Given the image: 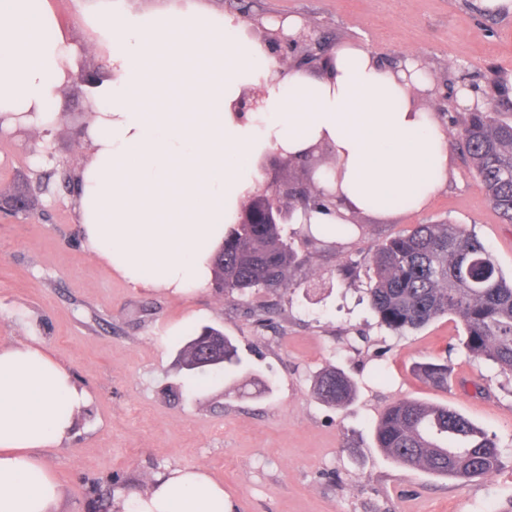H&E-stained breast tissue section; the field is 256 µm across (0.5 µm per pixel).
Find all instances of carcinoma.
Returning a JSON list of instances; mask_svg holds the SVG:
<instances>
[{
  "mask_svg": "<svg viewBox=\"0 0 512 512\" xmlns=\"http://www.w3.org/2000/svg\"><path fill=\"white\" fill-rule=\"evenodd\" d=\"M461 150L501 222L512 224V118L500 112H466ZM296 254L280 224H239L212 260V286L226 294L290 286ZM367 295L381 325L404 335L454 315L462 323L466 355L512 376V279L492 251L457 224H419L379 244L371 257ZM242 366L237 346L224 336V370ZM416 372L448 388L449 361L423 363ZM356 383L328 366L314 379L316 397L343 407ZM375 439L396 463L458 480L485 477L499 467L494 438L457 410L400 400L380 414Z\"/></svg>",
  "mask_w": 512,
  "mask_h": 512,
  "instance_id": "carcinoma-1",
  "label": "carcinoma"
}]
</instances>
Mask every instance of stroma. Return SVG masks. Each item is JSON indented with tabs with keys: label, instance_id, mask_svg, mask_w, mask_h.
Returning <instances> with one entry per match:
<instances>
[{
	"label": "stroma",
	"instance_id": "stroma-1",
	"mask_svg": "<svg viewBox=\"0 0 512 512\" xmlns=\"http://www.w3.org/2000/svg\"><path fill=\"white\" fill-rule=\"evenodd\" d=\"M81 0H49L75 48L73 67L106 68L79 17ZM228 14L250 6L267 17L297 16L331 45L365 44L388 65L414 54L432 91L447 95L442 120L456 136L473 103L497 112L494 78L512 86V11L481 0H184ZM50 137L30 128L0 134V189L27 188L50 174L27 214L0 208V344L36 334L86 387L79 431L41 450L63 490V512H107L110 498L145 493L174 467H200L224 488L231 512H507L512 506V378L460 348L463 327L441 317L397 335L365 302L367 260L382 241L419 224L451 222L474 233L512 274V224L502 223L460 150L447 187L422 212L361 216L351 233L326 241L286 225L298 264L289 287L225 295L206 287L184 296L127 284L84 247L59 174L84 160L80 89H59ZM269 309V320L255 316ZM220 326L243 371L190 383L175 366L194 329ZM450 358L447 390L415 364ZM357 384L346 407L319 401L313 379L326 366ZM414 399L456 409L501 448L491 475L462 482L407 470L376 447L374 428L393 402Z\"/></svg>",
	"mask_w": 512,
	"mask_h": 512
}]
</instances>
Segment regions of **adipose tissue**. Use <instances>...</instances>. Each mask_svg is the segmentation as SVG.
<instances>
[{"mask_svg":"<svg viewBox=\"0 0 512 512\" xmlns=\"http://www.w3.org/2000/svg\"><path fill=\"white\" fill-rule=\"evenodd\" d=\"M83 22L109 66L85 88L95 116L72 202L85 247L132 287L205 288L271 150L329 148L316 181L333 200L297 215L326 239L360 215L421 211L448 183L442 119L413 103V89L431 83L416 58L392 68L346 42L328 75L297 70L282 87L272 81L277 58L230 14L124 11ZM72 70L49 0H0L1 128L52 132L55 92ZM247 88L265 91V107L244 116L232 105ZM90 401L40 338L0 345V512H61V486L38 451L66 445ZM115 507L227 512L223 487L200 467L169 470Z\"/></svg>","mask_w":512,"mask_h":512,"instance_id":"adipose-tissue-1","label":"adipose tissue"}]
</instances>
